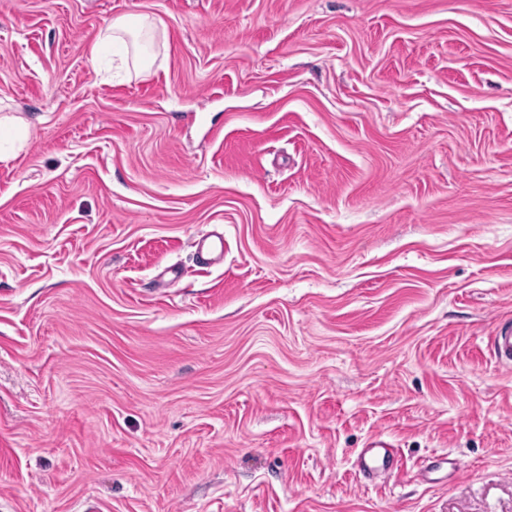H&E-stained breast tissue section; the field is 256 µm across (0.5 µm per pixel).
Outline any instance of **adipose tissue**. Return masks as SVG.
Returning <instances> with one entry per match:
<instances>
[{
	"mask_svg": "<svg viewBox=\"0 0 512 512\" xmlns=\"http://www.w3.org/2000/svg\"><path fill=\"white\" fill-rule=\"evenodd\" d=\"M157 31L155 23L143 15H124L112 20L100 34L97 43L90 50V57H98L102 46L116 45L122 53L118 57L119 66L141 71L154 61L153 40Z\"/></svg>",
	"mask_w": 512,
	"mask_h": 512,
	"instance_id": "obj_1",
	"label": "adipose tissue"
}]
</instances>
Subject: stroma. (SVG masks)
<instances>
[{
	"instance_id": "stroma-1",
	"label": "stroma",
	"mask_w": 512,
	"mask_h": 512,
	"mask_svg": "<svg viewBox=\"0 0 512 512\" xmlns=\"http://www.w3.org/2000/svg\"><path fill=\"white\" fill-rule=\"evenodd\" d=\"M1 116L0 512H512V0H0ZM157 31L155 23L143 15H124L117 17L100 34L89 55L96 61L101 48L105 45H117L123 50L112 64L118 62L117 68L127 67L134 72L150 67L154 61L153 40ZM493 339L497 363L500 366H512V329L500 331ZM394 448L382 441L374 440L366 448H362L357 456V466L365 472L389 470L395 460Z\"/></svg>"
}]
</instances>
